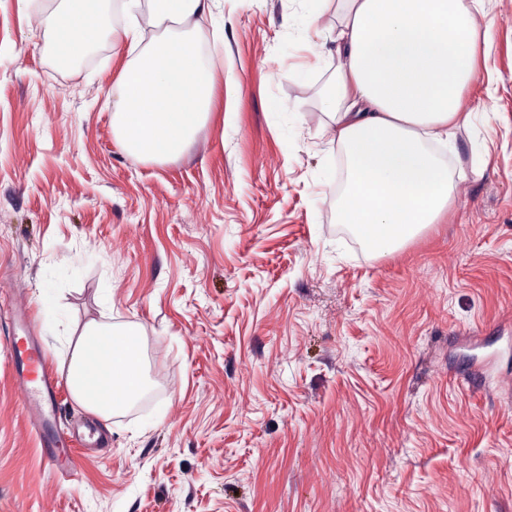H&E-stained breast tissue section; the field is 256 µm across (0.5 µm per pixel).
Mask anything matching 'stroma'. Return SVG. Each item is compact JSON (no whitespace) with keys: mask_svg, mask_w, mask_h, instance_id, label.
Wrapping results in <instances>:
<instances>
[{"mask_svg":"<svg viewBox=\"0 0 512 512\" xmlns=\"http://www.w3.org/2000/svg\"><path fill=\"white\" fill-rule=\"evenodd\" d=\"M485 2L452 210L375 254L319 131L334 10L317 37L306 0H213L224 106L156 163L112 131L129 49L58 64L60 0H0V302L56 373L87 321L135 324L149 380L108 420L63 393L53 471L0 350V512H512V0Z\"/></svg>","mask_w":512,"mask_h":512,"instance_id":"1","label":"stroma"}]
</instances>
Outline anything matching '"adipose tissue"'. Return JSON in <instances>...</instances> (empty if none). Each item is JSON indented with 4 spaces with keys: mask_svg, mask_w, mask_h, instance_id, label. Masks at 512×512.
Returning <instances> with one entry per match:
<instances>
[{
    "mask_svg": "<svg viewBox=\"0 0 512 512\" xmlns=\"http://www.w3.org/2000/svg\"><path fill=\"white\" fill-rule=\"evenodd\" d=\"M305 26L318 30L336 11L338 64L322 96V126L345 152L348 183L336 203L373 250L392 252L432 224L454 201V178L432 152L453 147L471 121L463 92L478 73L484 0H308ZM129 18L112 40L136 50L116 80L117 144L153 161L180 156L216 108V66L196 45L209 0H129ZM105 0H63L51 20L60 62L84 50L86 32L106 25ZM179 30L147 38L166 23ZM67 381L76 403L102 419L144 392L139 335L130 326L91 320L65 337Z\"/></svg>",
    "mask_w": 512,
    "mask_h": 512,
    "instance_id": "1",
    "label": "adipose tissue"
}]
</instances>
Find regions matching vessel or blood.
Segmentation results:
<instances>
[{"instance_id":"vessel-or-blood-1","label":"vessel or blood","mask_w":512,"mask_h":512,"mask_svg":"<svg viewBox=\"0 0 512 512\" xmlns=\"http://www.w3.org/2000/svg\"><path fill=\"white\" fill-rule=\"evenodd\" d=\"M0 348L11 359L18 375L23 410L35 424H44L55 411L62 382L47 370L44 355L33 337L21 342L14 336H5L0 340ZM61 443L57 434L45 438L47 464L56 469L75 470L74 458L60 452Z\"/></svg>"}]
</instances>
